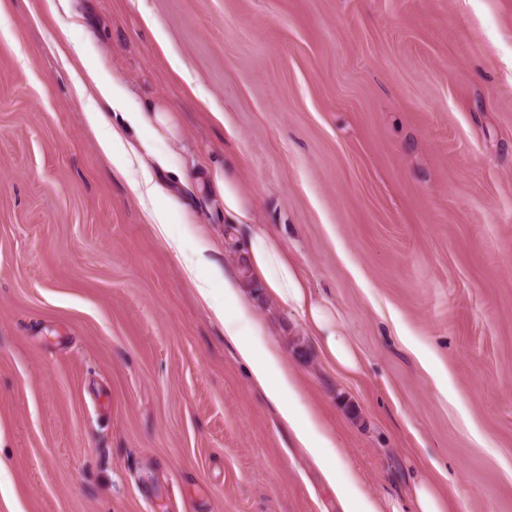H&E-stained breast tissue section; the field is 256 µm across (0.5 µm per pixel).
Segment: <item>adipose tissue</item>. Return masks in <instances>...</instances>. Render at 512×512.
Wrapping results in <instances>:
<instances>
[{"instance_id": "obj_1", "label": "adipose tissue", "mask_w": 512, "mask_h": 512, "mask_svg": "<svg viewBox=\"0 0 512 512\" xmlns=\"http://www.w3.org/2000/svg\"><path fill=\"white\" fill-rule=\"evenodd\" d=\"M79 92L94 88L110 106L121 112L123 125L105 127V117L95 106H88L85 117L90 130L98 136V145L112 159L120 173L143 204L150 224L159 234L167 232V217L176 202L167 198L154 178L153 170L165 166L162 157L153 156L148 142L132 143L126 138L128 127L155 126L160 131H172L173 118L164 110L131 112L127 100L109 75L89 71L87 77H75ZM196 178L204 193L218 200L231 222L246 225L249 235L242 253L243 276L224 275V302L211 301L208 280L196 277L197 269L212 267L214 246L206 236L193 239L191 245L182 240H169L168 246L180 259L185 270L193 273L192 284L203 302L209 303L217 320L224 326V335L236 347L240 359L248 366L253 381L278 408L281 418L294 433L298 445L318 464L328 482H339L343 512H402L397 501L381 503L369 495L344 463L336 439L320 424L303 403L298 380L283 358L278 344L267 338L255 319L253 296L241 288L242 279L257 283L264 293L291 307L304 320L311 335L316 336L326 358L338 370L354 372L359 368L357 356L336 321L333 309L315 301L295 264L282 243L263 225L252 223L234 180L218 168L197 171Z\"/></svg>"}]
</instances>
